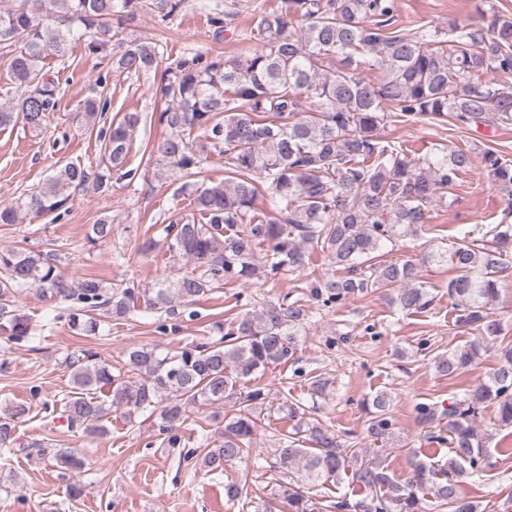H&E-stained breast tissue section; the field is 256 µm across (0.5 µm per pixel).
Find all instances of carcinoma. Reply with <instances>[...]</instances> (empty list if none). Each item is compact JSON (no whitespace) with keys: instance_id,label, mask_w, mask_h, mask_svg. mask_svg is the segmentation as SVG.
<instances>
[{"instance_id":"carcinoma-1","label":"carcinoma","mask_w":512,"mask_h":512,"mask_svg":"<svg viewBox=\"0 0 512 512\" xmlns=\"http://www.w3.org/2000/svg\"><path fill=\"white\" fill-rule=\"evenodd\" d=\"M0 11V57L21 91L17 102L0 106V127L22 120L41 132L56 110L59 80L45 77L42 62L63 58L74 40L86 39L90 54H99L118 35L113 25L132 22L151 9L171 20L185 0H13ZM398 0H277L270 11H255L243 40L257 42L244 54H210L185 48L168 65L152 41L133 40L112 54V69L129 76L162 71L153 95L163 102L158 121L166 135L152 147L157 163L188 178L198 174L203 158L190 141L194 130L224 154L227 177L203 187L185 182L180 190L202 222L181 217L164 228L171 258L168 273L151 283L134 279L105 288L87 278L77 285L61 275V257L53 251L0 249V328L10 340L30 338L29 319L17 313L15 294L35 287L60 303H81L89 314L74 316L72 327L92 332L95 308L108 305L112 316L125 318L138 308L162 312L158 329L176 332L194 317L191 307L231 280L267 282L281 275H304L305 293L257 302L224 327L219 339L191 342L175 351L134 348L116 369L87 353L69 362L72 390L61 399L68 428L104 434L114 412L129 417L158 413L167 445H180L178 431L194 409L242 405L224 416V427L201 458L208 471L250 454L266 405L260 384L251 377L272 365L285 364L297 351L309 320L308 302L331 308L370 288H386L403 312H424L434 302L428 285L409 261L385 258L384 249L431 221V211L448 204V190L460 175L479 163L508 197L501 221L478 242L463 238L433 256L451 265L448 296L458 314L457 327L476 333L468 347L438 353L436 370L453 375L470 365L482 347L502 333L491 312L500 273L512 263V158L487 147H440L416 156L384 137L389 127L406 124H451L458 128L512 125V18L490 11L482 21H453L448 38L421 26L398 29ZM366 70L381 77L368 80ZM311 100L304 111L300 98ZM107 102L90 97L75 114L77 122L95 127ZM141 122L127 112L98 130L102 162L117 179H134L126 168L133 137ZM270 192L271 210L258 207L262 185ZM107 186L98 171L68 163L36 191L0 204V224H16L21 212L52 214L68 209L76 192ZM112 237V222L100 218L87 243ZM265 247V260L255 249ZM319 249L345 276L305 274L310 254ZM136 379H131V376ZM392 400L380 391L366 402L368 433L385 440L392 428ZM493 405L502 424L512 426V347L501 351L497 366L477 387L439 411L417 408L422 424L438 423L430 443L449 445L448 461L436 469L423 460L411 463L402 479L382 460H364L359 450L344 448L332 427L307 416L301 400H284L278 411L295 422L277 439L269 467L292 475L285 496L289 512H425V497L449 512H478L462 497L458 479L479 471L486 453L476 419ZM15 426L0 417V447L12 449ZM38 456L65 471H79L84 460L68 448L35 443ZM351 473L362 497L328 505L315 503L298 484L323 485ZM231 503L248 505L243 481L224 485Z\"/></svg>"}]
</instances>
